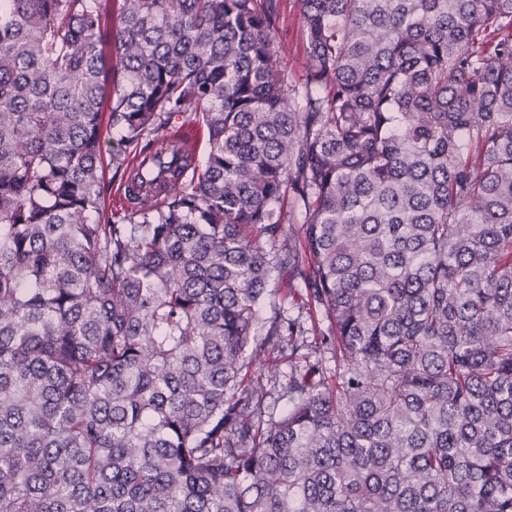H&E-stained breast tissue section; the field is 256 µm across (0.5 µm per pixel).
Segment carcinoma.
<instances>
[{"mask_svg":"<svg viewBox=\"0 0 512 512\" xmlns=\"http://www.w3.org/2000/svg\"><path fill=\"white\" fill-rule=\"evenodd\" d=\"M297 3L0 0V512H512V0ZM296 0L281 1V17L274 33L283 65L296 75L303 73L306 54L303 22ZM285 272H281L279 269H274L271 272L269 290H272V296L270 297L271 304L268 301L263 305V310L261 313V320L258 324L257 329V340L258 343L267 339L266 331L269 327V321L274 317V312L280 313L282 318H288V316L296 317L299 314L300 310V319L305 321V326L310 327L309 315L306 312L307 310L299 309V306H302V300L299 294H294V291L291 294L285 290H277L278 282L281 280L282 276ZM277 290V291H274ZM276 303V309L274 310V304ZM302 313V314H301ZM279 369H280V382L276 388L273 387V383H271V392L268 394L265 404H264V420H278L286 408L288 407V395H284L285 390L282 389V384L288 382V372L290 371V367L288 365V358L279 359ZM269 387V388H270Z\"/></svg>","mask_w":512,"mask_h":512,"instance_id":"carcinoma-1","label":"carcinoma"}]
</instances>
